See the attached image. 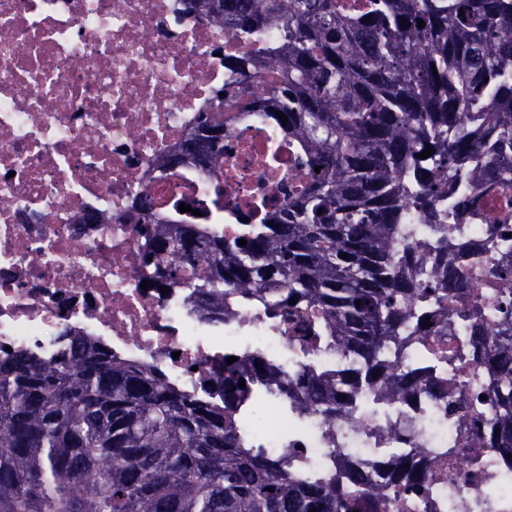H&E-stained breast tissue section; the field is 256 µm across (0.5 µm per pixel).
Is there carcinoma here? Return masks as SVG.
I'll list each match as a JSON object with an SVG mask.
<instances>
[{"label": "carcinoma", "mask_w": 512, "mask_h": 512, "mask_svg": "<svg viewBox=\"0 0 512 512\" xmlns=\"http://www.w3.org/2000/svg\"><path fill=\"white\" fill-rule=\"evenodd\" d=\"M192 11L229 40L270 26L281 39L224 59L219 106L157 168L224 170L227 100L277 124L296 174L280 205L257 222L249 215L239 237L175 220L155 229V287L199 289L201 311L215 318L230 297L257 304L296 321L303 351L353 352L369 384L412 395L419 380L384 361L388 348L438 335L413 301L446 305L470 280L448 260V238L426 280L414 274L420 255L399 238L411 206L439 224L438 198L464 216L480 196L512 186V0H192ZM428 146L431 156L418 158ZM476 156L486 157L478 176L467 167ZM133 208L138 223H157L149 195ZM488 274L501 317L490 330L471 325V348L500 376L485 398L501 413L478 435L512 457V267ZM263 368L224 365L218 404L83 336L52 358L23 349L1 357L0 512H351L336 481L298 480L288 455L241 445L233 412ZM290 388L304 411L334 415L344 403L327 369L300 373ZM433 478L409 460L386 485L350 475L371 512H389V487L421 493Z\"/></svg>", "instance_id": "cac0c4a2"}]
</instances>
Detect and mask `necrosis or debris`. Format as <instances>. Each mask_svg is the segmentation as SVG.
<instances>
[{
	"mask_svg": "<svg viewBox=\"0 0 512 512\" xmlns=\"http://www.w3.org/2000/svg\"><path fill=\"white\" fill-rule=\"evenodd\" d=\"M252 49L225 43L222 29L195 19L189 0H0V356L12 348L48 357L85 336L214 403L224 398L216 377L225 358L245 368L259 358L267 373L237 410L244 447L289 454L288 471L300 479L345 484L352 466L383 482L406 459L436 472L425 495L393 496L392 512H512V460L494 448L471 450L474 431L448 409L496 382L471 355L469 322L396 351L400 369L450 391L406 399L349 385L350 355L302 354L287 324L263 309L235 305L215 321L194 289H142L155 265L153 227L132 209L139 192L153 198L159 219L194 224L200 206L206 223L221 220L228 235L240 232V213L281 196L267 155L283 138L256 112L226 113L220 175L189 167L162 180L154 167L179 149L198 113L215 107L225 55ZM92 214L100 223L89 222ZM493 224L512 225V188L481 198L445 233L462 247L469 300L488 327L500 293L487 272L512 260V240L492 236ZM322 366L346 386L344 412L333 420L300 409L284 387Z\"/></svg>",
	"mask_w": 512,
	"mask_h": 512,
	"instance_id": "4bbe7bcc",
	"label": "necrosis or debris"
}]
</instances>
